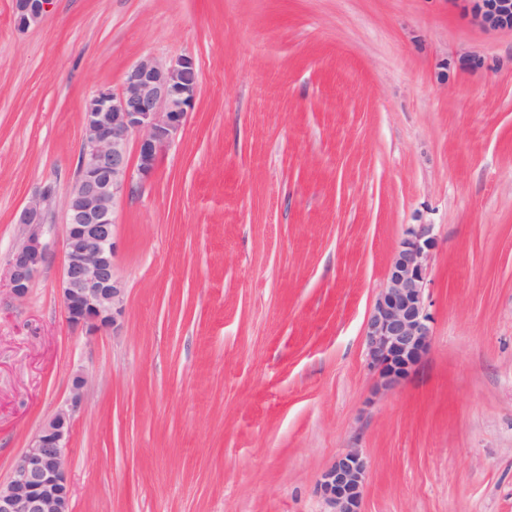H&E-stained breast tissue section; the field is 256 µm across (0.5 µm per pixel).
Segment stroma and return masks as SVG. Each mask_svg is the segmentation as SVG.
I'll list each match as a JSON object with an SVG mask.
<instances>
[{
    "label": "stroma",
    "mask_w": 512,
    "mask_h": 512,
    "mask_svg": "<svg viewBox=\"0 0 512 512\" xmlns=\"http://www.w3.org/2000/svg\"><path fill=\"white\" fill-rule=\"evenodd\" d=\"M0 0V480L87 379L73 512H512V32L451 0ZM483 65L464 69V53ZM192 56L196 105L117 213L126 315L88 336L60 298L92 89ZM53 183L27 298L17 213ZM430 224L432 346L378 396L367 314L405 230ZM53 0H14V21L18 29L37 25L48 12ZM368 461L358 448H350L322 474L319 481L329 512H361Z\"/></svg>",
    "instance_id": "obj_1"
}]
</instances>
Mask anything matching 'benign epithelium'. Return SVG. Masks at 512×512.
I'll return each instance as SVG.
<instances>
[{
  "label": "benign epithelium",
  "mask_w": 512,
  "mask_h": 512,
  "mask_svg": "<svg viewBox=\"0 0 512 512\" xmlns=\"http://www.w3.org/2000/svg\"><path fill=\"white\" fill-rule=\"evenodd\" d=\"M461 3L478 28L512 31V0ZM52 0H14L19 29L38 24ZM199 70L191 56H144L114 90L98 87L85 101L78 171L65 212L61 299L67 322L89 335L115 328L125 315V288L114 272L116 213L134 179H150L194 108ZM137 141V163L129 143ZM55 187L44 183L17 214L21 236L9 259L12 294L25 298L51 254L49 220ZM438 245L432 224H412L392 255L383 288L364 328L376 394L408 379L431 349L429 266ZM86 379L73 376L70 396L24 450L7 482L0 483V512H71L64 458L75 415L84 405ZM368 461L350 448L322 474L320 490L330 512H361Z\"/></svg>",
  "instance_id": "1"
}]
</instances>
